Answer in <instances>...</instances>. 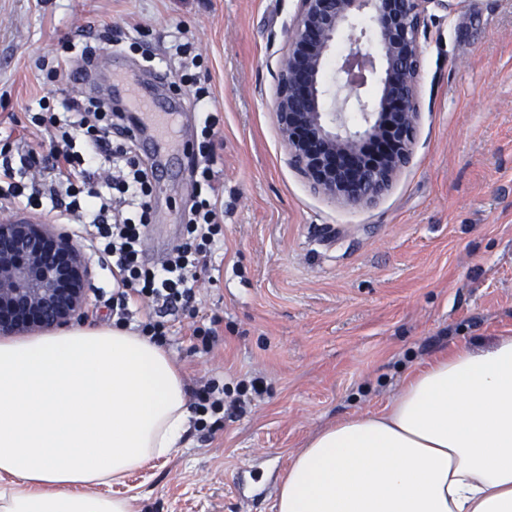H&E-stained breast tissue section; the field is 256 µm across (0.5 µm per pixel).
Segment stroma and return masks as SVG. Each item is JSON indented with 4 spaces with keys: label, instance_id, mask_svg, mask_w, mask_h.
<instances>
[{
    "label": "stroma",
    "instance_id": "stroma-1",
    "mask_svg": "<svg viewBox=\"0 0 512 512\" xmlns=\"http://www.w3.org/2000/svg\"><path fill=\"white\" fill-rule=\"evenodd\" d=\"M299 0H0V139L37 146L31 116L64 42L88 26L139 28L169 46L184 22L208 70L210 101L175 90L176 64L145 72L139 52L113 55L129 82L181 100L184 146L201 112L220 110L224 241L201 280L196 314H168L163 343L187 391L226 396L260 380L242 415L113 487L132 512H275L292 455L323 426L380 412L408 378L454 345L512 330V0L431 9L422 31L421 115L411 164L375 205L313 194L291 167L273 115L278 62ZM185 157L165 169L144 247L162 260L184 237L195 194ZM89 327L116 322V287L89 255ZM214 333L211 349L192 335Z\"/></svg>",
    "mask_w": 512,
    "mask_h": 512
}]
</instances>
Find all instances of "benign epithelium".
Wrapping results in <instances>:
<instances>
[{
	"label": "benign epithelium",
	"instance_id": "obj_1",
	"mask_svg": "<svg viewBox=\"0 0 512 512\" xmlns=\"http://www.w3.org/2000/svg\"><path fill=\"white\" fill-rule=\"evenodd\" d=\"M455 0H299L279 63L274 116L292 166L316 195L370 206L413 157L420 117V35L429 7ZM335 106L325 68L341 32ZM377 79V92L363 90ZM362 122L349 125L346 109ZM89 270L69 235L46 224L0 223V335L51 330L82 318Z\"/></svg>",
	"mask_w": 512,
	"mask_h": 512
}]
</instances>
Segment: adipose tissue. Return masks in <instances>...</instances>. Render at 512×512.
Segmentation results:
<instances>
[{
	"instance_id": "adipose-tissue-1",
	"label": "adipose tissue",
	"mask_w": 512,
	"mask_h": 512,
	"mask_svg": "<svg viewBox=\"0 0 512 512\" xmlns=\"http://www.w3.org/2000/svg\"><path fill=\"white\" fill-rule=\"evenodd\" d=\"M162 347L121 327L0 340V512H131L114 481L189 427ZM276 512H512V333L453 346L386 411L319 429Z\"/></svg>"
}]
</instances>
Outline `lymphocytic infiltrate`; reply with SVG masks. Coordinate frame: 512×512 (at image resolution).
I'll use <instances>...</instances> for the list:
<instances>
[{
	"label": "lymphocytic infiltrate",
	"instance_id": "obj_1",
	"mask_svg": "<svg viewBox=\"0 0 512 512\" xmlns=\"http://www.w3.org/2000/svg\"><path fill=\"white\" fill-rule=\"evenodd\" d=\"M59 93L75 121L66 130L56 115L35 118V125L60 131L50 138L47 150L0 158V209L34 207L45 197L63 209L81 224L117 283L112 308L120 320L128 319L132 307H139V333L162 342L167 331L157 314L177 303L193 311L196 284L211 273L214 248L224 235L213 143L218 119L211 112L202 115V140L193 155L200 193L188 212L182 243L155 267L142 259L153 217L152 172L135 152L124 113L87 102L64 87ZM35 167L40 168L42 180L26 183V173ZM102 181L107 184L103 191L98 188Z\"/></svg>",
	"mask_w": 512,
	"mask_h": 512
}]
</instances>
